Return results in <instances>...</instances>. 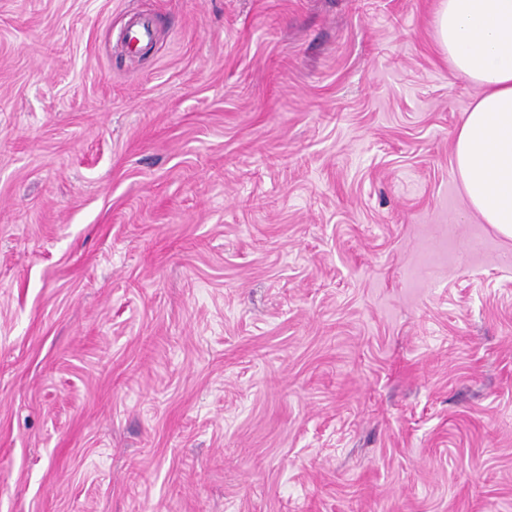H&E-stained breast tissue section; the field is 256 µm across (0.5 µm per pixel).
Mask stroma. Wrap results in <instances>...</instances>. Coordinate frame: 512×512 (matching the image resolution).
<instances>
[{
	"label": "stroma",
	"instance_id": "1",
	"mask_svg": "<svg viewBox=\"0 0 512 512\" xmlns=\"http://www.w3.org/2000/svg\"><path fill=\"white\" fill-rule=\"evenodd\" d=\"M438 7L0 0V512H512Z\"/></svg>",
	"mask_w": 512,
	"mask_h": 512
}]
</instances>
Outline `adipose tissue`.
<instances>
[{
    "label": "adipose tissue",
    "instance_id": "ef3b65f1",
    "mask_svg": "<svg viewBox=\"0 0 512 512\" xmlns=\"http://www.w3.org/2000/svg\"><path fill=\"white\" fill-rule=\"evenodd\" d=\"M435 31L452 72L482 90L456 136L464 194L512 238V0H440Z\"/></svg>",
    "mask_w": 512,
    "mask_h": 512
}]
</instances>
